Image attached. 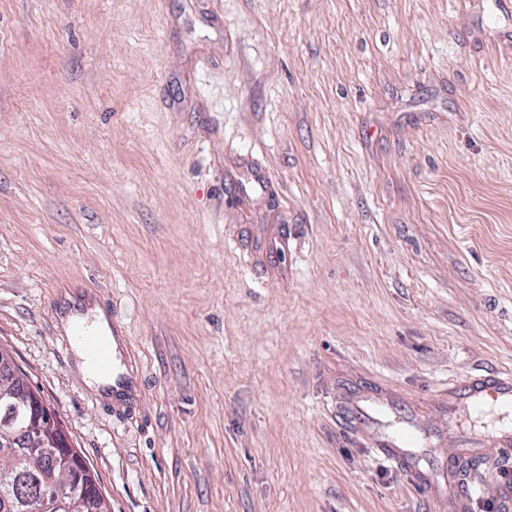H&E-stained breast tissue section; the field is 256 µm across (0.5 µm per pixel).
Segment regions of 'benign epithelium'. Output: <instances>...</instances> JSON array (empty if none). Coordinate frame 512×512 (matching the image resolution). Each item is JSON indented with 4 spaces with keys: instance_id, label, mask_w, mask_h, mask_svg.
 Masks as SVG:
<instances>
[{
    "instance_id": "benign-epithelium-1",
    "label": "benign epithelium",
    "mask_w": 512,
    "mask_h": 512,
    "mask_svg": "<svg viewBox=\"0 0 512 512\" xmlns=\"http://www.w3.org/2000/svg\"><path fill=\"white\" fill-rule=\"evenodd\" d=\"M0 400L7 412L22 407L27 413V423L21 429L0 423V447L11 448L22 440L33 459H41L48 452L65 459V466L51 468L43 474L46 486L56 491L79 487L85 491V500L80 507L82 512H111L108 500L98 489L93 471L75 453L67 429L43 397L17 372L9 355L1 351Z\"/></svg>"
}]
</instances>
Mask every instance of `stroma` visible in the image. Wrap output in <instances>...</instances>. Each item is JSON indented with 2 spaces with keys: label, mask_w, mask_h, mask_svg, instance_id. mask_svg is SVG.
I'll return each instance as SVG.
<instances>
[{
  "label": "stroma",
  "mask_w": 512,
  "mask_h": 512,
  "mask_svg": "<svg viewBox=\"0 0 512 512\" xmlns=\"http://www.w3.org/2000/svg\"><path fill=\"white\" fill-rule=\"evenodd\" d=\"M499 0H0V349L112 512H443L512 374ZM124 326L89 387L63 293ZM414 430L397 470L381 436ZM86 305L87 307L84 306L85 314H82L77 306L75 309L71 307L68 310L66 318L63 319L67 337H75V330L84 328L105 335L112 351L111 358L106 342L97 334L84 332L79 335L78 343L83 350L77 344L76 356L88 385L96 389H100L104 385H112V400H125L129 403L138 399L140 390L138 372L129 356L124 332L115 322H112L111 327L109 318L98 305H89L88 303ZM113 340L117 354L114 352ZM86 356L91 361L97 375L108 377L112 374V381L102 380L93 374L89 370ZM466 380L463 389L468 395L470 413L480 414L488 406L512 407V375H498L490 380ZM478 382V383H477ZM471 383V385L469 384Z\"/></svg>",
  "instance_id": "1"
}]
</instances>
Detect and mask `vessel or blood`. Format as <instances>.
I'll use <instances>...</instances> for the list:
<instances>
[{
    "mask_svg": "<svg viewBox=\"0 0 512 512\" xmlns=\"http://www.w3.org/2000/svg\"><path fill=\"white\" fill-rule=\"evenodd\" d=\"M78 342L92 363L94 372L112 379V397L134 401L139 397V377L120 326H113L111 341L99 335L81 333ZM470 413L479 414L489 406L512 407V375H498L465 385Z\"/></svg>",
    "mask_w": 512,
    "mask_h": 512,
    "instance_id": "1",
    "label": "vessel or blood"
}]
</instances>
